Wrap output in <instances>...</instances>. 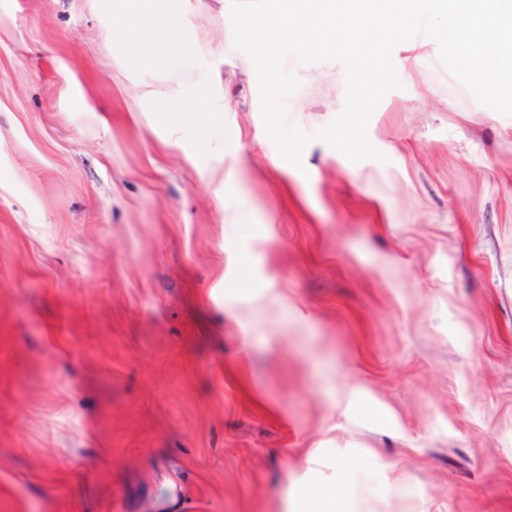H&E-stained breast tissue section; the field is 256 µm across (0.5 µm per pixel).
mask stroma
<instances>
[{
  "mask_svg": "<svg viewBox=\"0 0 512 512\" xmlns=\"http://www.w3.org/2000/svg\"><path fill=\"white\" fill-rule=\"evenodd\" d=\"M180 24L224 97L204 155L89 0H0V512H512V115L412 39L386 162L283 172L226 0ZM286 67L289 122L329 124L342 64Z\"/></svg>",
  "mask_w": 512,
  "mask_h": 512,
  "instance_id": "stroma-1",
  "label": "stroma"
}]
</instances>
